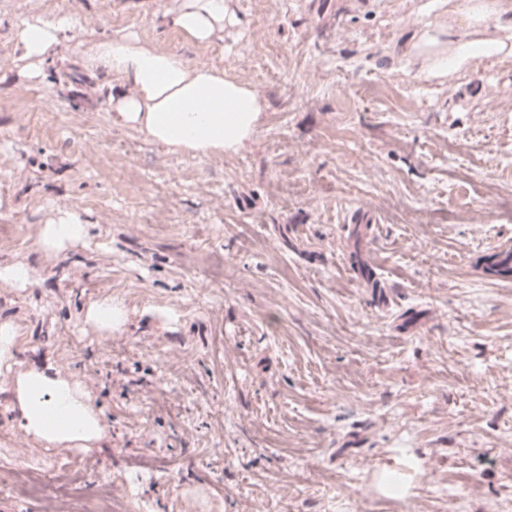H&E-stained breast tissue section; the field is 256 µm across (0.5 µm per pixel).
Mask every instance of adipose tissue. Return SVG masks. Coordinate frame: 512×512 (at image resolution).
I'll use <instances>...</instances> for the list:
<instances>
[{
  "label": "adipose tissue",
  "mask_w": 512,
  "mask_h": 512,
  "mask_svg": "<svg viewBox=\"0 0 512 512\" xmlns=\"http://www.w3.org/2000/svg\"><path fill=\"white\" fill-rule=\"evenodd\" d=\"M453 10L460 22L449 27L447 39H440L438 30L429 28L414 45L425 61L426 77H445L482 54L512 55V18L502 37L483 35L486 21L499 15L498 5L455 0ZM167 23L185 38L205 42L235 20L227 13L224 0H181ZM67 25L64 19L37 21L18 31L28 79L40 75ZM85 65L111 72L127 83V90L110 99L121 125L144 133L151 142L194 156L237 151L250 139L262 114L256 93L225 78L222 71L189 67L177 54L146 48L127 34L99 42ZM86 235L80 215L64 210L44 226L41 245L56 250ZM13 405L23 433L49 445L85 447L106 433L90 396L79 385L43 370L34 368L17 377Z\"/></svg>",
  "instance_id": "ef3b65f1"
}]
</instances>
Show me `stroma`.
Segmentation results:
<instances>
[{"mask_svg": "<svg viewBox=\"0 0 512 512\" xmlns=\"http://www.w3.org/2000/svg\"><path fill=\"white\" fill-rule=\"evenodd\" d=\"M178 5L0 0V267L35 274L0 284V461L46 478L0 512L106 481L148 512H512V279L481 263L512 247V56L425 78L412 45L457 25L443 0H229L238 26L204 43L167 24ZM62 17L28 80L17 30ZM120 34L254 90L252 138L196 158L118 124L126 83L84 60ZM63 207L87 237L41 249ZM33 368L91 395L100 442L17 429ZM32 270L22 265H10L0 268V281L3 284L25 289L34 281ZM125 316L124 308L120 303L108 302L93 305L88 311V318L99 328L112 330L118 326Z\"/></svg>", "mask_w": 512, "mask_h": 512, "instance_id": "1", "label": "stroma"}]
</instances>
